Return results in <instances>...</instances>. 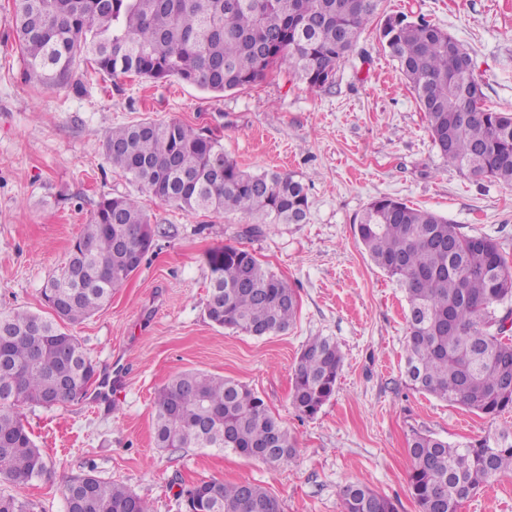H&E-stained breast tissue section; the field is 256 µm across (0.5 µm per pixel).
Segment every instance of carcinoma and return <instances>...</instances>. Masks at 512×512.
<instances>
[{"instance_id":"obj_1","label":"carcinoma","mask_w":512,"mask_h":512,"mask_svg":"<svg viewBox=\"0 0 512 512\" xmlns=\"http://www.w3.org/2000/svg\"><path fill=\"white\" fill-rule=\"evenodd\" d=\"M381 0H14V30L26 75L57 88L83 86L76 61L110 77H170L224 93L263 80L286 64L310 88L329 89L336 70L378 14ZM385 49L410 84L441 156L473 178L512 186V113L485 105L469 50L423 18L388 16ZM104 150L112 164L156 199L196 213H242L258 224H303L310 200L287 172L251 173L216 137L180 122L114 127ZM373 263L406 292L405 341L411 385L472 412L512 408V268L500 242L429 210L387 196L356 224ZM154 231L139 202L104 197L48 279L46 317L0 311V480L20 491L49 474L23 418L27 406L79 399L96 373L66 325L102 309L141 266ZM208 319L251 336L284 332L295 317L293 288L249 251L224 245L207 255ZM342 353L313 336L294 369L292 405L313 417L332 396ZM158 448L231 449L269 466L288 462L294 440L263 399L240 382L188 371L155 394ZM409 488L421 512H460L491 477L512 474V441L488 436L450 445L416 434ZM66 512H153L124 485L87 472L63 490ZM343 512H396L361 483L341 491ZM186 512H281L278 499L249 482L211 480L186 490Z\"/></svg>"}]
</instances>
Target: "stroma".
Returning a JSON list of instances; mask_svg holds the SVG:
<instances>
[{
  "instance_id": "1",
  "label": "stroma",
  "mask_w": 512,
  "mask_h": 512,
  "mask_svg": "<svg viewBox=\"0 0 512 512\" xmlns=\"http://www.w3.org/2000/svg\"><path fill=\"white\" fill-rule=\"evenodd\" d=\"M447 30L467 47L485 103L512 110V0H382ZM177 120L221 140L250 172L285 171L311 208L302 224H264L236 213H189L155 199L114 167L103 141L115 126ZM139 201L156 231L139 269L92 317L71 326L106 374L126 384L99 404L84 398L24 411L50 475L20 491L27 512H65L63 485L87 472L124 484L154 512H184L200 481L250 482L282 512H341L340 489L360 482L398 512H420L408 484L413 434L456 445L512 437V410L489 417L413 389L405 373L408 304L369 258L355 224L381 196L400 199L499 239L512 262V186L468 177L440 155L423 112L370 23L337 69L332 90L293 81L288 69L224 93L177 78L92 76L79 91L27 78L13 34V2L0 0V310L47 314L43 284L64 266L103 197ZM253 253L297 295L287 331L256 337L206 315L210 250ZM336 340L343 366L317 415L291 403L293 371L312 336ZM200 370L253 389L297 446L276 468L232 450L157 448L152 406L174 376ZM461 512H512V476H496Z\"/></svg>"
}]
</instances>
